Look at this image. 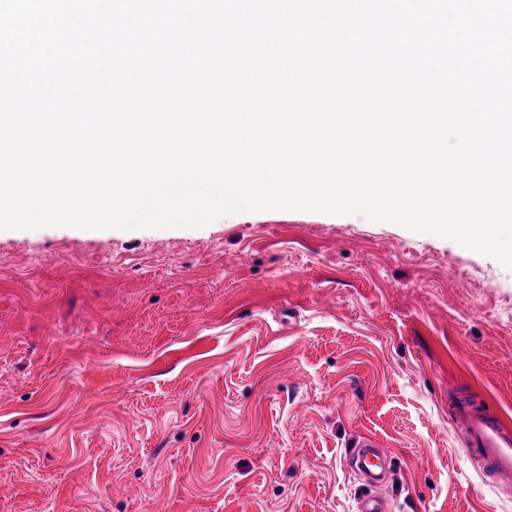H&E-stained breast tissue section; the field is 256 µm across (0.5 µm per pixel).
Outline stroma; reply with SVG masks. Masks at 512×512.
I'll return each instance as SVG.
<instances>
[{
	"label": "stroma",
	"mask_w": 512,
	"mask_h": 512,
	"mask_svg": "<svg viewBox=\"0 0 512 512\" xmlns=\"http://www.w3.org/2000/svg\"><path fill=\"white\" fill-rule=\"evenodd\" d=\"M512 417V270L361 215L0 231V512H512L452 409ZM356 448H352L350 452V456L354 461L355 465L359 470L367 474L372 480H374V486H379L376 481H383L385 479V472L382 466L373 463L372 457L381 458V455L384 454L381 450L377 449L378 444L368 437H363L360 441H358L355 445ZM380 468L379 472H376L375 469Z\"/></svg>",
	"instance_id": "35a3bbf8"
}]
</instances>
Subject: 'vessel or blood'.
<instances>
[{
  "label": "vessel or blood",
  "mask_w": 512,
  "mask_h": 512,
  "mask_svg": "<svg viewBox=\"0 0 512 512\" xmlns=\"http://www.w3.org/2000/svg\"><path fill=\"white\" fill-rule=\"evenodd\" d=\"M454 429L473 466L491 475L498 493L512 495V419L482 402L467 400L453 410ZM377 443L365 437L357 442L350 456L359 470L372 480H384L375 458L381 457Z\"/></svg>",
  "instance_id": "b4317fda"
}]
</instances>
